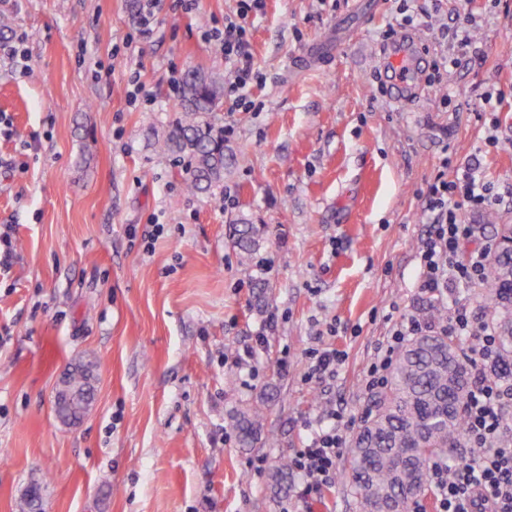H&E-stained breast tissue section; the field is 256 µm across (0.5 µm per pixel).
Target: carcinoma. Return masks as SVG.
<instances>
[{
  "mask_svg": "<svg viewBox=\"0 0 512 512\" xmlns=\"http://www.w3.org/2000/svg\"><path fill=\"white\" fill-rule=\"evenodd\" d=\"M223 97L222 75L187 69L180 82L181 115L157 140L160 152L188 158L187 186L195 193L215 195L233 159L224 127L214 116ZM497 220L495 212H487L485 224L493 229L495 250L486 267L485 287L476 297L499 342L492 374L508 381L512 380V252L502 249L501 240L512 237V224ZM263 234L264 225L244 216L231 225L232 243L242 265L252 266ZM93 381L90 363L68 373L65 394L55 396L54 412L61 421L71 424L83 419L92 402ZM469 391L468 363L457 337L446 331L425 333L401 348L350 442L345 481L356 512H374L379 497L388 499L398 512H412L414 505L433 494L431 466L458 460ZM263 419L261 405H250L233 416L241 447H253ZM292 472L289 457H280L271 475L274 486L286 488Z\"/></svg>",
  "mask_w": 512,
  "mask_h": 512,
  "instance_id": "obj_1",
  "label": "carcinoma"
}]
</instances>
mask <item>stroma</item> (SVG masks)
Here are the masks:
<instances>
[{
    "label": "stroma",
    "mask_w": 512,
    "mask_h": 512,
    "mask_svg": "<svg viewBox=\"0 0 512 512\" xmlns=\"http://www.w3.org/2000/svg\"><path fill=\"white\" fill-rule=\"evenodd\" d=\"M361 3L265 0L246 46L253 106L218 114L234 152L224 206L191 192L154 140L179 113L186 67L228 74L204 34L237 0H157L146 37L140 0H0V42L25 53L18 67L0 56V226L14 250L0 271V512L34 484L41 512H355L342 481L308 501L296 474L278 494L275 462L306 445L322 408L349 436L364 419L376 348L427 305L416 253L430 186L473 163L512 189V0ZM406 11L428 65L397 105L377 56ZM346 17L354 35L334 60L299 68ZM469 21L474 46L437 73L448 32ZM136 85L147 102H130ZM242 214L265 227L248 270L228 236ZM271 318L248 378L233 357ZM321 342L345 357L322 384L306 379ZM81 362L96 366L95 393L66 425L54 388ZM263 397V438L240 447L230 420Z\"/></svg>",
    "instance_id": "obj_1"
}]
</instances>
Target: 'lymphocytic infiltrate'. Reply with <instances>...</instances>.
I'll return each instance as SVG.
<instances>
[{
	"instance_id": "lymphocytic-infiltrate-1",
	"label": "lymphocytic infiltrate",
	"mask_w": 512,
	"mask_h": 512,
	"mask_svg": "<svg viewBox=\"0 0 512 512\" xmlns=\"http://www.w3.org/2000/svg\"><path fill=\"white\" fill-rule=\"evenodd\" d=\"M261 7L262 0H239L236 14L225 17L223 30L209 34L210 39L218 41L225 62L232 65L224 94L236 107L249 105L252 84L258 79L246 51V25L249 15ZM501 201V194L469 165L462 167L454 180L431 185L425 211L432 230L417 252L421 294L438 301L449 299L457 291L483 286L492 244L481 243L468 258H461L463 244L474 235V227L465 223L463 213L496 206ZM443 328L463 342L465 355L477 372L465 414L469 457L452 466H433L435 512H512V434H506L501 425L502 402L512 398V382L497 381L488 373L498 355L495 334L485 319L456 302H450ZM431 329L430 323L414 317L397 321L376 351L366 387L383 385L396 353L414 336ZM340 420L331 409L307 424L308 442L292 458L295 471L304 480V496H318L336 486L337 460L345 445Z\"/></svg>"
}]
</instances>
